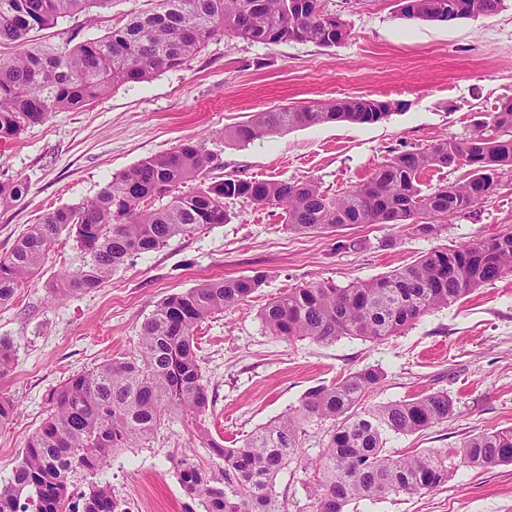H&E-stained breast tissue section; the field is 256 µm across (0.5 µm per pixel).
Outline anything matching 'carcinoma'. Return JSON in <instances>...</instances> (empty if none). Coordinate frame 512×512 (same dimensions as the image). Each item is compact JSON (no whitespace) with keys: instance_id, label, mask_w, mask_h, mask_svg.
Instances as JSON below:
<instances>
[{"instance_id":"obj_1","label":"carcinoma","mask_w":512,"mask_h":512,"mask_svg":"<svg viewBox=\"0 0 512 512\" xmlns=\"http://www.w3.org/2000/svg\"><path fill=\"white\" fill-rule=\"evenodd\" d=\"M112 0H0V142L17 138L54 112L79 109L115 87L146 81L183 66L219 32L251 43H313L332 47L346 37L343 22L323 0H150L101 37L54 46L27 44L34 29L104 9ZM504 0H400L408 20L450 22L491 16ZM389 101L346 96L311 105L258 112L225 133L240 146L295 128L386 119ZM217 155L196 141L150 157L112 178L95 197L46 213L0 257V306L42 269L61 235L84 255L81 268L51 284L53 297L100 287L131 256L158 250L173 237L208 224H226V203L243 200L283 210L294 231L346 224H412L422 216L449 219L494 191L512 173V98L499 103L468 136L439 139L396 153L365 180L338 194L316 181L216 179ZM467 168L456 183L423 185L432 169ZM22 180L0 182V208L26 198ZM512 273V232L456 247L433 249L412 263L344 286L316 280L273 298L261 310L265 327L288 340L332 343L342 336L384 341L431 311L448 307L483 285ZM249 276L212 280L162 299L142 325L129 356L68 377L50 398V410L29 437L0 512H118L110 487L71 491L76 474L95 473L124 448H143L165 420L194 419L210 406L197 328L212 315L246 301L264 283ZM383 378L380 369L352 372L312 388L301 404L226 448L200 425L197 437L222 462L221 477L195 458L178 461L181 485L205 512H282L270 485L301 448L304 426L331 422L310 488L314 512H345L358 499L432 491L448 479L445 457L434 451L393 456L388 436L413 434L448 419L445 393L364 405ZM473 469L512 463V427L474 434L455 450Z\"/></svg>"}]
</instances>
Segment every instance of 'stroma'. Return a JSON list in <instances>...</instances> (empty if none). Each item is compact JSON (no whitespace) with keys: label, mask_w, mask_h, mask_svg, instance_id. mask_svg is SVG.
<instances>
[{"label":"stroma","mask_w":512,"mask_h":512,"mask_svg":"<svg viewBox=\"0 0 512 512\" xmlns=\"http://www.w3.org/2000/svg\"><path fill=\"white\" fill-rule=\"evenodd\" d=\"M345 24L333 47L258 44L224 33L180 68L117 87L92 105L52 113L19 138L0 142V181L23 179L25 200L0 208V257L47 212L96 196L113 176L142 160L204 141L217 153L215 176L259 180L313 179L337 193L365 179L393 153L460 139L512 97V0L497 14L453 22L408 20L399 0H324ZM147 0H112L95 24L84 16L35 30L32 43L54 44L64 29L80 38L104 35ZM370 96L393 110L373 124L329 123L267 136L246 147L225 131L258 112L285 105ZM231 220L171 239L131 257L94 290L51 300L47 285L83 256L72 239L51 247L44 267L0 307V338L14 362L0 374V396L13 399V420L0 426V488L8 485L25 444L69 376L132 353L144 321L169 294L211 280L263 272L247 301L215 314L196 332L210 407L206 427L235 448L258 428L298 407L312 387L365 368L383 381L370 406L445 392L446 421L413 435H394L391 455L429 449L448 454V479L420 495L391 494L352 502L348 512H512V463L475 470L450 452L469 436L512 427V275L455 304L426 314L384 341L345 336L332 343L272 335L259 317L265 304L315 280L345 285L405 266L442 246L512 231V176L467 212L436 220L433 234L412 224H350L312 234L288 230L273 206L229 203ZM194 419L158 429L149 447L113 455L88 482L109 485L143 512H204L180 483L176 460L186 452L217 471L196 437ZM329 424L307 427L302 453L279 472L271 490L283 512H313L315 478Z\"/></svg>","instance_id":"stroma-1"}]
</instances>
